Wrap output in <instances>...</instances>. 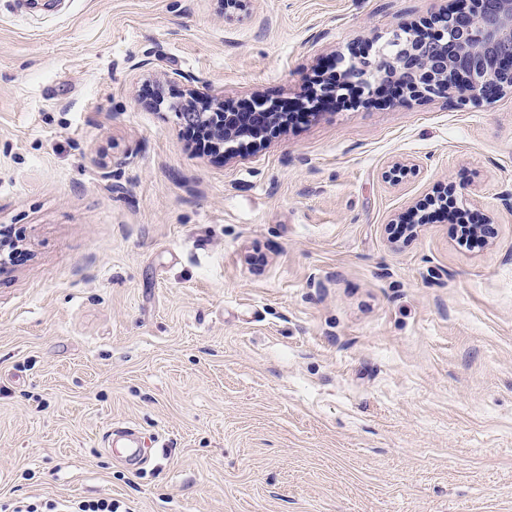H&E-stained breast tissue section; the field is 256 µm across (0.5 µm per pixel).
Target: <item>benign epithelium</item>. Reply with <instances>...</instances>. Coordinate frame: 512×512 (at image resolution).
<instances>
[{
  "mask_svg": "<svg viewBox=\"0 0 512 512\" xmlns=\"http://www.w3.org/2000/svg\"><path fill=\"white\" fill-rule=\"evenodd\" d=\"M461 14L435 17L427 36L409 31L408 42L396 45L387 40L373 55L349 60L345 69L351 85L367 86L400 79L408 86L407 97L419 99L448 95L461 102L491 100L512 92V0H461ZM256 122L262 130L233 129L229 114L192 110L187 102L175 107L184 124L197 120L210 126L221 146L250 135L268 136L287 124L271 107H260Z\"/></svg>",
  "mask_w": 512,
  "mask_h": 512,
  "instance_id": "benign-epithelium-1",
  "label": "benign epithelium"
}]
</instances>
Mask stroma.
<instances>
[{
    "mask_svg": "<svg viewBox=\"0 0 512 512\" xmlns=\"http://www.w3.org/2000/svg\"><path fill=\"white\" fill-rule=\"evenodd\" d=\"M454 5L0 0V512H512V94L324 103L230 154L169 109L176 69L301 101ZM448 183L492 237H400ZM120 505L114 503L112 499L100 498L96 500H81L62 505V509L57 511L64 512H122L118 509Z\"/></svg>",
    "mask_w": 512,
    "mask_h": 512,
    "instance_id": "35a3bbf8",
    "label": "stroma"
}]
</instances>
